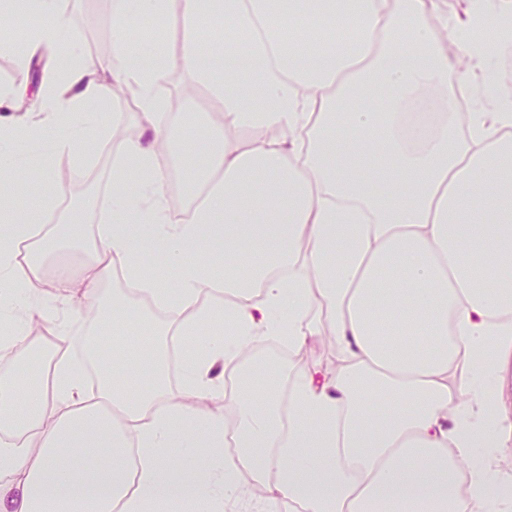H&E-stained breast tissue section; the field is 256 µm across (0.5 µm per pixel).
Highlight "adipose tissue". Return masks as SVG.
<instances>
[{
    "label": "adipose tissue",
    "instance_id": "1",
    "mask_svg": "<svg viewBox=\"0 0 512 512\" xmlns=\"http://www.w3.org/2000/svg\"><path fill=\"white\" fill-rule=\"evenodd\" d=\"M439 2L180 0L189 32H251L259 48L242 65L204 58L191 39L177 59L128 50L129 32L164 19L167 0H113L109 65L69 48L57 0H0V21L31 18L28 56L65 47L35 107L21 110L18 90L0 86L1 174L46 135L53 151L82 157L100 138L108 70L133 95L140 128L120 149L112 221L90 241L82 281L60 266L53 301L40 288L47 257L79 242L81 225L23 256L30 225L0 230V350L31 347L38 314L63 339L87 308L117 325L101 288L118 270L172 320L144 321L156 344L113 353L96 392L83 365L60 359L50 386L19 372L0 380V512H280L288 502L302 512H512V497L496 492L512 482L499 387L512 363V102L476 80L490 59L487 26L512 0H472L463 24ZM177 60L224 101L222 122L201 129L206 159L189 166L203 197L180 215L158 162L173 132L155 94ZM452 78L484 97L462 121ZM437 87L447 91L442 120L408 141V108ZM243 126L251 139L229 143L225 131ZM306 128L308 145L296 136ZM145 252L163 258L166 276L144 272ZM315 304L334 330L336 376L320 381L314 366L296 376L284 433L274 396L239 385L229 428L205 406L223 397V370L239 371L264 339L301 350L319 333ZM172 334L183 346L176 395ZM462 367L471 377L459 391L448 380ZM197 448L207 451L201 470L173 465L174 452Z\"/></svg>",
    "mask_w": 512,
    "mask_h": 512
}]
</instances>
